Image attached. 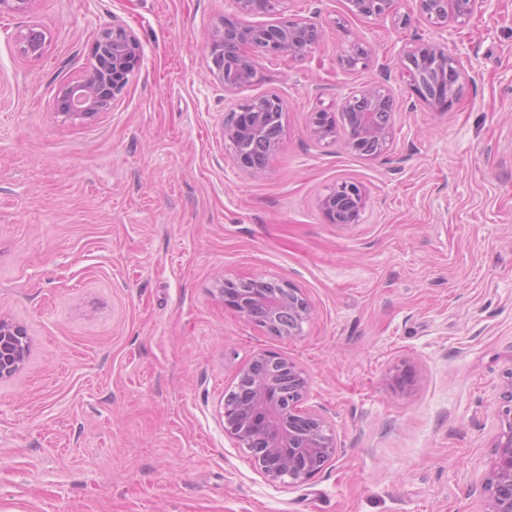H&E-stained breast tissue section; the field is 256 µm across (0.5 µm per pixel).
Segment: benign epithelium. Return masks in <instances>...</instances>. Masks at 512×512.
Wrapping results in <instances>:
<instances>
[{
    "instance_id": "obj_1",
    "label": "benign epithelium",
    "mask_w": 512,
    "mask_h": 512,
    "mask_svg": "<svg viewBox=\"0 0 512 512\" xmlns=\"http://www.w3.org/2000/svg\"><path fill=\"white\" fill-rule=\"evenodd\" d=\"M488 0H443L446 16L438 25L446 28L452 24H463ZM355 11L363 16L380 19L396 18V0H351ZM41 31L29 29L21 36V52L38 57L44 50L45 41L39 38ZM323 36V27L311 16L304 20H285L278 25L246 28L230 18L216 29L206 44V52L215 58V52L224 48V43L235 44L234 55L224 57V63L215 66L218 79L224 88L235 89L252 82L258 76L256 59L265 55L288 54L303 56ZM141 59V44L136 34L122 26L104 27L99 30L91 46L90 61L78 81L57 89L52 99L55 113L70 121L89 120L108 110L120 96L128 82V76L138 67ZM400 63L409 77L412 91L418 99L449 108L457 99L466 78L461 54L448 51V38L438 42L422 44L411 50L400 51ZM445 72L453 84L443 90L436 88L428 92L422 83L427 72ZM374 102L394 98L384 82L379 81L349 93L344 102L356 96ZM285 112H265L247 103L237 107L224 121V139L232 144L235 161L239 168L252 173L257 169L249 166L244 152V143L259 135L264 126L274 121H283ZM331 114L320 110L313 114V133L319 139L329 135ZM360 135L376 137L389 142L391 125L377 126L370 122L369 115L356 118ZM346 191L364 198L361 185L343 181L336 185L322 200V209L327 219L336 221L337 193ZM257 287L246 291L233 286L226 279L217 288L224 305L235 309L243 318L252 320L255 310L265 308L264 328L274 336H297L303 323L310 317V308L303 307L295 298L298 289L283 281L284 293L277 296L262 288L265 280H254ZM31 344L26 330L17 323L0 317V379L10 378L24 366ZM247 384L236 401L224 404L222 426L225 434L247 449L265 480L271 483L288 482L302 484L319 473L317 464L328 462L336 456V439L322 417L312 411L301 409L300 400L293 392L286 391L284 384L294 387L300 395L308 391L306 372L287 358L270 351H261L241 372ZM502 408L499 411L500 432L495 443V459L488 474L492 495L486 512H512V380L501 391Z\"/></svg>"
}]
</instances>
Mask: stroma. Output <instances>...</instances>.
<instances>
[{"label":"stroma","instance_id":"1","mask_svg":"<svg viewBox=\"0 0 512 512\" xmlns=\"http://www.w3.org/2000/svg\"><path fill=\"white\" fill-rule=\"evenodd\" d=\"M320 11L302 57L263 56L228 90L204 50L231 18ZM349 0H30L0 12V316L26 327L24 369L0 380V512H485L500 387L512 376V0L450 30L467 76L449 110L421 102L396 53L439 35ZM131 29L142 58L84 123L55 114L98 30ZM45 52L22 54L31 26ZM372 55L343 70L353 39ZM389 64L393 137L367 158L317 140L314 112ZM274 93L285 134L258 174L223 136L227 112ZM342 181L366 201L333 224ZM298 288L311 316L278 337L226 307L222 279ZM309 376L304 408L337 455L298 486L265 481L222 427L261 351ZM410 380L398 385L400 370ZM346 191L350 194H353V195H358V197L360 198V209H361V206L363 204V199H364V189L361 185L355 183V182H350V181H343L339 184L336 185V188H334L328 195H326L324 197V199L322 200V209H323V212H324V215L326 216V218L332 222H336V212H337V208L338 206L336 205L335 206V199H336V195L338 192H342V191Z\"/></svg>","mask_w":512,"mask_h":512}]
</instances>
